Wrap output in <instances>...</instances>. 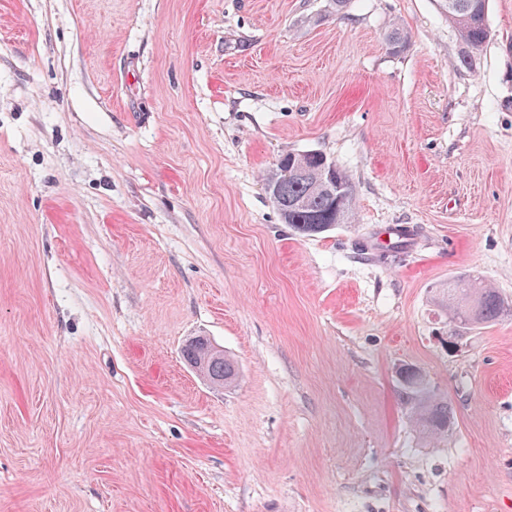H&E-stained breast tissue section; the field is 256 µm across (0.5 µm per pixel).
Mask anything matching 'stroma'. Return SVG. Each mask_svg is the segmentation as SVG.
I'll list each match as a JSON object with an SVG mask.
<instances>
[{
  "label": "stroma",
  "mask_w": 512,
  "mask_h": 512,
  "mask_svg": "<svg viewBox=\"0 0 512 512\" xmlns=\"http://www.w3.org/2000/svg\"><path fill=\"white\" fill-rule=\"evenodd\" d=\"M444 2L0 0V512H512V312L432 301L512 300V0L470 69ZM311 150L355 215L302 236ZM322 155L313 151L288 153L263 179L266 194L283 223L309 236L326 231L323 225L337 224L336 199L322 182V176L327 175V171L323 174ZM282 166H288V175L281 174ZM453 288H443L436 297L437 302L448 310V316L457 321L471 303H477V314L473 326L496 322L507 309L504 299L490 286L474 280H457ZM213 343L207 338H198L185 345L183 357L186 362L205 377L210 383L230 386L236 382L239 369L229 356H214ZM404 395L410 405V417L423 438L448 435L454 416L448 401L431 388L427 375L419 368L403 366L399 372Z\"/></svg>",
  "instance_id": "1"
}]
</instances>
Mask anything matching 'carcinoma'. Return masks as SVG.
<instances>
[{
    "label": "carcinoma",
    "mask_w": 512,
    "mask_h": 512,
    "mask_svg": "<svg viewBox=\"0 0 512 512\" xmlns=\"http://www.w3.org/2000/svg\"><path fill=\"white\" fill-rule=\"evenodd\" d=\"M448 21L457 29L460 39V66L473 67L475 51L489 36L486 23L488 0H447ZM322 154L306 151L288 153L276 163V168L264 178V186L283 223L304 235L322 232V227L336 223V199L324 187ZM437 302L453 320L460 319L470 304H477L474 325L497 321L507 309L499 293L474 280H457L451 288H443ZM213 343L198 338L185 345L186 362L210 383L230 386L236 382L239 369L228 355L211 353ZM404 395L410 405V417L424 438L445 436L454 427V416L448 401L431 388L427 375L413 366H403L399 372Z\"/></svg>",
    "instance_id": "carcinoma-1"
}]
</instances>
